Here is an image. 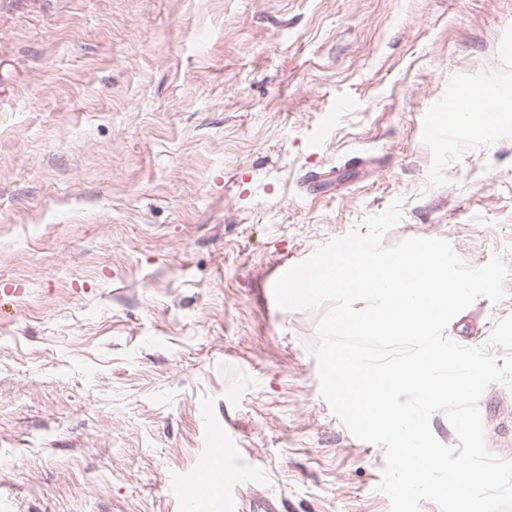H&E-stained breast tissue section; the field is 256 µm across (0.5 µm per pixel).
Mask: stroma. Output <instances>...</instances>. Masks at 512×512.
<instances>
[{"mask_svg": "<svg viewBox=\"0 0 512 512\" xmlns=\"http://www.w3.org/2000/svg\"><path fill=\"white\" fill-rule=\"evenodd\" d=\"M459 85L512 86V0H0V512H180L214 426L228 512H391L273 284L396 199L386 245L512 270V125L427 124Z\"/></svg>", "mask_w": 512, "mask_h": 512, "instance_id": "35a3bbf8", "label": "stroma"}]
</instances>
